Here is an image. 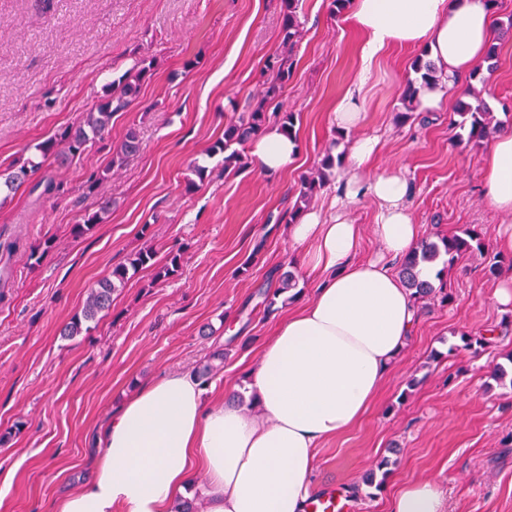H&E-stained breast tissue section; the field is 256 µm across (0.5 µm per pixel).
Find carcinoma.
Returning a JSON list of instances; mask_svg holds the SVG:
<instances>
[{
    "mask_svg": "<svg viewBox=\"0 0 512 512\" xmlns=\"http://www.w3.org/2000/svg\"><path fill=\"white\" fill-rule=\"evenodd\" d=\"M299 0H281V34L283 42L293 45L297 37L299 23L297 9ZM293 61L288 57L276 58L268 63L269 69L275 72L274 81L266 87L259 103L249 112L242 114L237 121L229 123L224 128V140L217 142L211 151L224 152V171H241L248 166V158L233 145H242L251 140L255 134L270 120L267 108L274 102L281 89L284 87L291 73ZM151 66L147 59L136 57L133 65L119 78L112 81L110 94L98 102L92 109L85 113L82 121L76 125L65 128L52 138L47 139L36 147L39 153V161H28L27 164L16 170L0 172V193L10 194L16 192L22 185L40 170L46 162L64 165L75 155L82 153L86 148L105 141L109 136V124L112 115L117 112H125L138 98L140 82L148 75ZM457 115L460 120H451L466 131V136L460 138V142L479 148L488 143L494 135L501 132L502 126L497 122L493 112L487 104L478 99L475 103H460ZM335 145H329L321 166L312 175L302 179L299 190V205L290 214L288 223H293L296 215L301 210V204L307 202L328 180L332 169L341 157L333 156ZM141 150L140 132L136 127L127 130L123 140L113 148L112 156L102 171L90 174L87 190L95 191L114 168L122 167L130 158L136 156ZM41 191V195L49 198L61 192V185L51 178H42L34 183L29 193ZM112 207V200L102 197L99 200L98 211L83 217V222L72 226V233L79 237L93 230L102 219V214ZM489 251L485 236L478 229L466 226L448 235H438L436 238H425L406 254L399 265V275L405 286L412 291V296L422 302L450 300L444 286L435 284L421 275V267L424 265L442 264L437 271L436 279L443 280L455 259L466 252L487 253ZM155 253L152 248H144L134 253L128 263L112 269L110 276L99 280L89 288L88 296L81 311L75 314L64 326L60 336L72 340L82 335L84 327L97 321L108 313L112 306V294L129 279L135 276L141 269L153 265ZM180 267V255L173 254L168 261L156 268L154 279L164 281L175 274ZM296 285L295 275L286 271L279 276V287L271 291H262L268 306L275 304L276 295Z\"/></svg>",
    "mask_w": 512,
    "mask_h": 512,
    "instance_id": "cac0c4a2",
    "label": "carcinoma"
}]
</instances>
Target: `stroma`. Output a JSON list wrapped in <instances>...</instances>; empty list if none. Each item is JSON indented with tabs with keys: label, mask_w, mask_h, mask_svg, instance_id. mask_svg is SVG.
Here are the masks:
<instances>
[{
	"label": "stroma",
	"mask_w": 512,
	"mask_h": 512,
	"mask_svg": "<svg viewBox=\"0 0 512 512\" xmlns=\"http://www.w3.org/2000/svg\"><path fill=\"white\" fill-rule=\"evenodd\" d=\"M298 17L295 68L280 97L282 111L296 115L298 154L279 174L253 164L228 175L223 154L210 149L260 100L273 77L268 60L286 52L280 0H0V171L20 167L37 144L76 124L133 57L153 62L138 98L114 114L107 148L46 169L63 194L38 202L24 186L0 197V228L24 234L0 298V512H47L60 491L81 490L95 425L144 380L194 370L222 348L215 392L242 391L277 321L310 299L311 277L286 224L302 177L337 136L333 110L357 79L362 36L348 13L333 14L331 0H301ZM421 54L396 47L381 57L358 133L380 138L377 170L406 175L423 236L471 224L489 252L455 260L445 278L450 302L421 308L374 406L318 449L314 479L319 490L341 488L358 512H390L392 498L416 479L439 483L447 512H512V386L491 377L495 365L512 362V309L493 299L512 269L487 271L504 227L480 191L489 148L460 144L450 123L471 87L512 130V40L501 41L491 75L463 76L426 114L401 99ZM133 125L140 154L88 192L89 173L106 166L110 147ZM198 163L208 168L201 182ZM102 195L111 210L74 236L73 224L97 211ZM44 242L48 251L34 261L31 246ZM146 246L156 265L180 254L177 274L158 282L154 267L141 270L95 327L62 339L88 288ZM248 259L249 274H240ZM287 270L297 285L265 314L257 289ZM489 327L495 333L485 347L463 349L462 334ZM386 458L385 484L361 491L363 475Z\"/></svg>",
	"instance_id": "1"
}]
</instances>
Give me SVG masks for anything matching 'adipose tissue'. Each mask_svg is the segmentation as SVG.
I'll use <instances>...</instances> for the list:
<instances>
[{
  "mask_svg": "<svg viewBox=\"0 0 512 512\" xmlns=\"http://www.w3.org/2000/svg\"><path fill=\"white\" fill-rule=\"evenodd\" d=\"M352 23L364 36L355 89L337 101L340 132L359 127L362 92L389 48L420 47L437 78L418 85L420 111L437 108L459 75L482 63L492 37L485 0H353ZM379 140L347 143L337 194L327 209L288 225L316 275L305 306L288 314L248 374L253 406L214 399L190 371L145 380L95 432L91 479L75 494L54 499L51 512H174L177 501L206 480L208 512H307L318 448L349 429L381 393L388 373L410 343L419 307L390 259L407 254L419 229L398 172L373 173ZM297 142L268 125L250 152L264 172L287 168ZM482 196L512 218V132L498 133L484 163ZM361 195L377 204V252L357 258L361 228L349 217ZM433 482L414 480L391 502V512H446Z\"/></svg>",
  "mask_w": 512,
  "mask_h": 512,
  "instance_id": "obj_1",
  "label": "adipose tissue"
}]
</instances>
